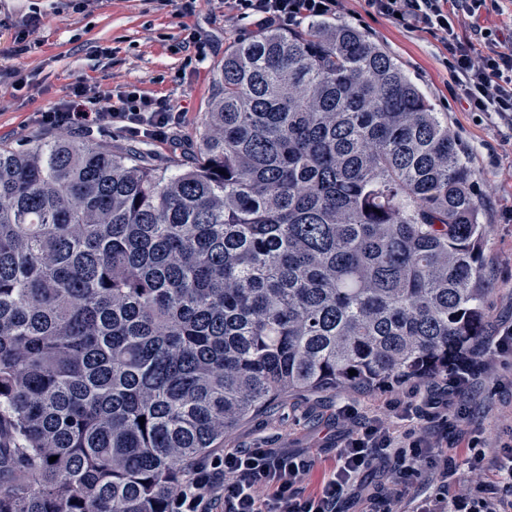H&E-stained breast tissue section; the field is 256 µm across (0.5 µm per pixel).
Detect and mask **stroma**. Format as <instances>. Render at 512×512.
Masks as SVG:
<instances>
[{
    "instance_id": "obj_1",
    "label": "stroma",
    "mask_w": 512,
    "mask_h": 512,
    "mask_svg": "<svg viewBox=\"0 0 512 512\" xmlns=\"http://www.w3.org/2000/svg\"><path fill=\"white\" fill-rule=\"evenodd\" d=\"M36 12L43 23L28 37L30 52L5 56V49ZM332 20L364 31L402 67L435 110L447 115L448 127L475 174V194L487 229L484 256L490 281L484 300V342L470 360L477 384L463 396L465 425L449 430L435 423L431 429L447 435L462 488L492 482L500 448L512 441V369L494 347L499 328L512 324V125L460 102L444 63L445 51L434 37L406 32L367 12L364 0H338ZM256 31L249 21L225 16L224 0H174L169 6L159 0H83L74 7L59 0H0V144L25 148L66 137V130L38 126L35 117L80 80L110 93L135 87L177 104L185 117L174 139L148 143L147 149L158 162H179L199 147L217 63L232 45ZM191 33L196 36L192 43L187 40ZM16 68L29 75L33 89L17 88L12 75ZM410 397L405 385L369 393L294 392L240 423L225 436L224 446L259 444L309 452L314 467L304 488L311 493L334 462L336 441L344 428L337 419L339 407L347 404L362 414L386 415L396 399ZM471 440L487 450L478 471L471 470L463 455Z\"/></svg>"
}]
</instances>
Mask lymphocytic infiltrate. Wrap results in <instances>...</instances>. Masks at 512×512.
Masks as SVG:
<instances>
[{
	"label": "lymphocytic infiltrate",
	"instance_id": "1",
	"mask_svg": "<svg viewBox=\"0 0 512 512\" xmlns=\"http://www.w3.org/2000/svg\"><path fill=\"white\" fill-rule=\"evenodd\" d=\"M485 0H366L376 14L399 27L437 36L448 52L447 64L469 108L512 117V33L487 28L479 38L460 29L461 18L479 20ZM336 0H224L230 17L257 24L290 27L333 13ZM183 114L169 99L131 88L119 95L79 83L58 105L38 113L39 125L79 131L109 128L136 142H163ZM453 402L425 390L403 404L400 416L374 415L350 431L337 447L335 462L319 490L303 483L313 468L307 453L278 448H236L199 464L176 488L168 512H340L351 490L380 462L396 465L398 479L376 498L382 512H399L402 500L419 484L434 492L416 512H512V453L498 463L489 485L462 490L454 457L429 432L398 431L401 420H444Z\"/></svg>",
	"mask_w": 512,
	"mask_h": 512
}]
</instances>
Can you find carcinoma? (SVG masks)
<instances>
[{
  "label": "carcinoma",
  "mask_w": 512,
  "mask_h": 512,
  "mask_svg": "<svg viewBox=\"0 0 512 512\" xmlns=\"http://www.w3.org/2000/svg\"><path fill=\"white\" fill-rule=\"evenodd\" d=\"M473 182L424 92L325 19L224 53L174 170L0 146V512H167L284 394L448 374L487 321Z\"/></svg>",
  "instance_id": "cac0c4a2"
}]
</instances>
